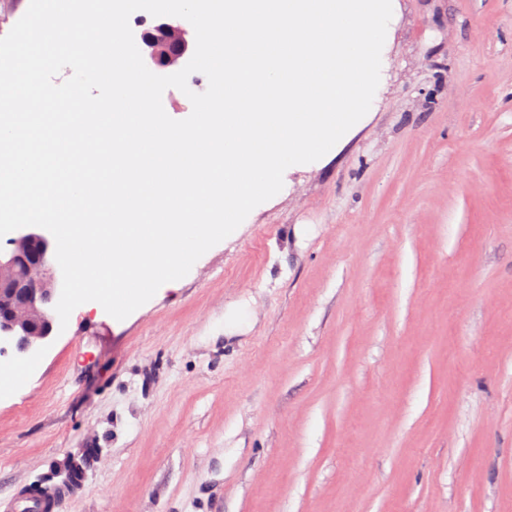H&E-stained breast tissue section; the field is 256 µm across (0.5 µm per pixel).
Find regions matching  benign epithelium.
Listing matches in <instances>:
<instances>
[{
    "instance_id": "1",
    "label": "benign epithelium",
    "mask_w": 512,
    "mask_h": 512,
    "mask_svg": "<svg viewBox=\"0 0 512 512\" xmlns=\"http://www.w3.org/2000/svg\"><path fill=\"white\" fill-rule=\"evenodd\" d=\"M154 26L142 28L134 39L147 68L158 75L182 69L195 50V32L185 19L153 18ZM0 251V353L11 346L20 354L37 350L55 332L56 298L62 288V272L55 259V240L37 226L23 227ZM92 454L79 448L62 488L78 486L81 462Z\"/></svg>"
}]
</instances>
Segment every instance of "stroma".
Listing matches in <instances>:
<instances>
[{
    "label": "stroma",
    "instance_id": "35a3bbf8",
    "mask_svg": "<svg viewBox=\"0 0 512 512\" xmlns=\"http://www.w3.org/2000/svg\"><path fill=\"white\" fill-rule=\"evenodd\" d=\"M389 59L337 158L38 350L1 502L94 448L61 512H512V0H400Z\"/></svg>",
    "mask_w": 512,
    "mask_h": 512
}]
</instances>
